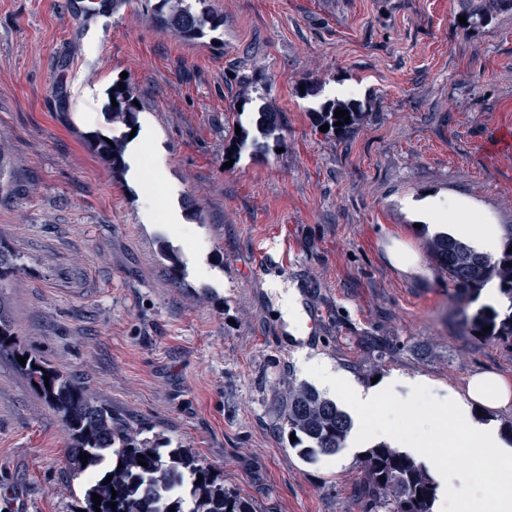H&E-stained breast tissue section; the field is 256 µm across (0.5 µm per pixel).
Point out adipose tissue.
Returning a JSON list of instances; mask_svg holds the SVG:
<instances>
[{
    "label": "adipose tissue",
    "instance_id": "obj_1",
    "mask_svg": "<svg viewBox=\"0 0 512 512\" xmlns=\"http://www.w3.org/2000/svg\"><path fill=\"white\" fill-rule=\"evenodd\" d=\"M422 221L446 226L449 234L469 243L478 252L493 255L501 246L498 225L488 223L481 211L464 200L440 206L432 200L415 205ZM457 220L448 225L446 213ZM324 384L344 397L353 416L349 445L366 447L387 441L418 455L477 454L491 458L497 470L492 489H483L474 474L453 476L437 471V512H512V442L492 422L481 419V412L512 408V379L501 374L477 372L467 379L464 392L435 394L436 384L424 376L394 381L385 379L363 387L348 383L330 363L316 367ZM415 417L413 425L404 427L394 419L393 410Z\"/></svg>",
    "mask_w": 512,
    "mask_h": 512
}]
</instances>
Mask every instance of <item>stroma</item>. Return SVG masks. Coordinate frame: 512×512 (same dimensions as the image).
Returning a JSON list of instances; mask_svg holds the SVG:
<instances>
[{"mask_svg": "<svg viewBox=\"0 0 512 512\" xmlns=\"http://www.w3.org/2000/svg\"><path fill=\"white\" fill-rule=\"evenodd\" d=\"M70 2L0 0V244L20 259L0 300L22 342L133 426L181 440L259 512H368L360 449L302 458L275 413L289 387L317 385L307 355L367 386L512 375V344L470 336L402 204L455 197L512 225V153L488 146L512 127V10L462 24L463 0H206L224 25L186 41L152 23L155 0L97 16ZM119 80L159 133L138 178L113 176L88 146L126 131L104 111ZM337 88L361 114L345 138L312 117ZM261 106L284 116L282 152L247 141L225 167ZM158 150L177 226L143 221ZM392 238L423 274L390 265ZM281 284L308 312L292 345ZM68 446L0 361V512H75Z\"/></svg>", "mask_w": 512, "mask_h": 512, "instance_id": "1", "label": "stroma"}]
</instances>
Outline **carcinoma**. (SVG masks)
<instances>
[{
	"label": "carcinoma",
	"mask_w": 512,
	"mask_h": 512,
	"mask_svg": "<svg viewBox=\"0 0 512 512\" xmlns=\"http://www.w3.org/2000/svg\"><path fill=\"white\" fill-rule=\"evenodd\" d=\"M162 30L186 40L216 30L224 19L209 12L205 0H157L151 16ZM112 95L118 106L107 102L106 113L112 120L131 129L137 125L140 108L133 104L135 96L129 90L113 85ZM349 112L350 123L334 116L337 110ZM314 122L339 136L349 135L358 121L350 107L326 104L313 113ZM341 125H336V122ZM253 125L258 136L253 138L256 149L266 153L279 145L281 113L260 109ZM92 150L108 163L112 173L124 171L125 144L95 136ZM429 255L435 265L448 273L458 298L470 305L477 301L483 288L497 282L502 303L495 307L481 305L472 314L464 315L469 332L482 333V339L512 343V225H508L500 252L488 256L473 250L465 242L446 232H435L428 239ZM491 327V331L483 327ZM26 363L21 365L17 357ZM0 359L10 362L28 381L29 386L56 412L72 441L66 462L74 476L84 477L82 499L78 508L95 512L92 494L101 496V512H257L248 495L224 486L221 474L204 463L189 448L160 431L148 437L132 428L130 421L112 410V405L87 393L73 377L54 370L35 352L22 346L15 324L4 304L0 303ZM285 430L295 434L288 442L302 457L316 453L332 455L345 447L352 421L336 401L316 389L300 384L288 395V409L283 415ZM144 455L146 465L137 463ZM87 456L82 464L81 456ZM360 464L364 471L359 493L372 508L386 512H433L437 485L428 470L414 458L386 443L362 452ZM110 483H104L107 476ZM203 480H198V477ZM176 483L181 491L170 497L167 491ZM117 494H112V491ZM116 506H111L112 502Z\"/></svg>",
	"instance_id": "cac0c4a2"
}]
</instances>
